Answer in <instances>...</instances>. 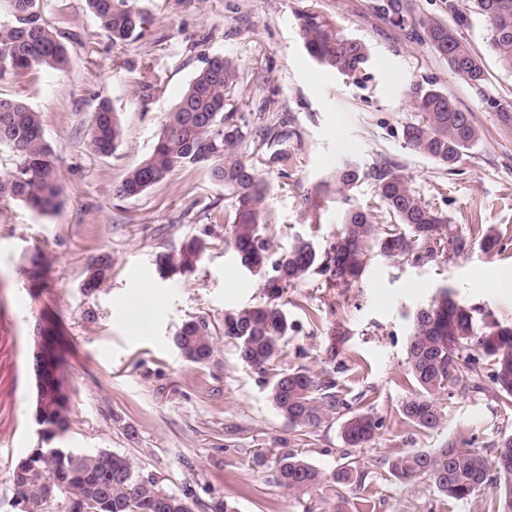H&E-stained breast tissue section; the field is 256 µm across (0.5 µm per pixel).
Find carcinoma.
Listing matches in <instances>:
<instances>
[{
  "mask_svg": "<svg viewBox=\"0 0 512 512\" xmlns=\"http://www.w3.org/2000/svg\"><path fill=\"white\" fill-rule=\"evenodd\" d=\"M491 31V50L501 69L512 72V0H475ZM89 10L114 45L137 39L146 15L133 0H86ZM11 19L0 23V78L12 73L48 68L62 70L67 49L41 18L40 0H10ZM376 13L397 26L409 24L411 34L428 44L448 62V69L473 87L486 80L482 61L460 40L444 20L412 14L410 0H378ZM298 35L309 56L319 65L353 80L363 78L369 62L367 46L336 32L334 24L314 5L297 15ZM239 79L238 65L224 56L205 60L184 89L180 100L164 115L161 132L150 152L131 168L116 187V195L135 198L163 181L174 169L197 167L209 180L224 187L231 209L224 211L240 264L260 275L268 302L224 313L222 331L203 316L185 321L173 342L185 361L206 364L214 356L218 336L231 344L246 366L268 376L272 404L299 437L336 416L343 419L341 437L348 448L372 442L383 422L362 406L342 398L335 370L316 373L305 365H289V333L293 323L277 307L286 289L315 272L336 286L361 277L372 259L437 256L448 238V216L422 199L401 173L383 164L371 173L346 162L331 175L341 194V218L336 241L321 253L313 242L296 237L288 248L271 251L267 238L269 184L254 160L243 151L250 136L260 144L288 134L269 126L250 128L243 115L226 110ZM417 119L403 129L406 147L451 168L480 139L471 113L459 108L436 88L417 87L412 98ZM124 126L117 113L101 105L92 113L87 149L110 155L123 142ZM12 153L11 166L0 173V200L23 204L37 215L52 213L60 203L55 153L44 137L40 114L27 103L0 97V148ZM376 181L373 205H362L349 195L362 179ZM206 249L205 241L192 237L179 248L156 255L158 274L170 278L191 273ZM51 264L37 250L24 269L34 283L42 281ZM112 257L102 254L87 264L80 288L87 296L109 285ZM443 288L411 317L405 363L416 389L400 404L399 414L419 430L440 424L438 399L480 388L481 367L474 352L491 366L502 410L512 414V324L486 323ZM66 360L62 347L44 376L52 393L66 387ZM46 427L41 447L32 450L12 471V483L21 484L30 512H53L56 501L46 502L45 487L52 481L60 496L85 502L91 512H238L227 500L200 501L191 485L181 492L167 490L159 478L141 469L134 459L107 450L75 457L59 446L70 428L69 398H47L34 409ZM387 473L401 482L425 477L439 493L454 501L481 495L495 471L499 497L487 512H512V432L501 433L494 462L490 463L469 441L454 437L439 448L402 452L384 461ZM272 478L295 499L312 496L322 485L348 484L363 478L349 462L326 476L302 455L290 450L275 458Z\"/></svg>",
  "mask_w": 512,
  "mask_h": 512,
  "instance_id": "1",
  "label": "carcinoma"
}]
</instances>
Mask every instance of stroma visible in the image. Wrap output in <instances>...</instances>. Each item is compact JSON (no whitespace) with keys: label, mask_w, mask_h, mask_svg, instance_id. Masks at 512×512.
<instances>
[{"label":"stroma","mask_w":512,"mask_h":512,"mask_svg":"<svg viewBox=\"0 0 512 512\" xmlns=\"http://www.w3.org/2000/svg\"><path fill=\"white\" fill-rule=\"evenodd\" d=\"M415 14L454 25L484 64L486 82L473 88L456 77L426 43L379 17L376 0H136L148 22L142 35L112 45L86 0H42L41 16L66 44L61 70L11 74L0 96L17 98L40 113L62 186L61 204L40 216L17 202H0V512H22L10 477L14 465L39 444L32 418L35 382L31 367L37 320L62 321L69 363L71 427L67 447L109 450L133 458L173 491L191 484L202 501L235 502L238 512H303L272 479L262 452L301 450L325 473L341 468L340 422L323 423L307 442L269 397L264 375L243 365L233 347L218 342L203 366L185 361L173 344L192 315L220 323L225 312L262 302L260 278L241 266L230 244L223 187L201 169L179 167L136 198L116 196L126 172L150 150L163 116L180 98L205 57L222 55L239 66L232 105L238 114L265 112L272 124L287 123V142L247 143L270 187L269 235L285 247L295 236L328 250L336 238L339 209L328 179L344 161L373 170L389 163L413 188L447 215L455 232L474 246L456 254L444 248L429 261L374 258L347 286L309 275L284 294L281 305L295 329L288 343L291 364L319 371L336 364L344 398L364 396L383 426L355 458L365 480L313 493L314 512H333L344 496L347 512H485L498 494L453 501L427 480L406 484L385 474L396 453L441 447L466 437L493 457L501 432L512 427L497 387L484 378L480 390L442 400L438 428L420 432L399 413L411 388L405 364L410 318L439 289L498 321L512 322V293L496 278L512 269V72L500 69L491 32L473 0L459 13L448 0H411ZM338 33L360 40L370 52L364 80L356 82L319 66L297 35V16L310 4ZM432 86L470 111L478 143L451 168L409 150L404 127L417 114L416 86ZM118 112L122 144L109 156L88 152L92 113L100 103ZM287 163L277 162L279 150ZM502 238L493 251L479 240L487 229ZM200 237L208 249L195 271L159 277L155 256ZM52 263L45 285L32 287L22 268L35 250ZM112 257L108 288L86 296L80 282L88 261ZM150 294L141 326L131 311Z\"/></svg>","instance_id":"1"}]
</instances>
